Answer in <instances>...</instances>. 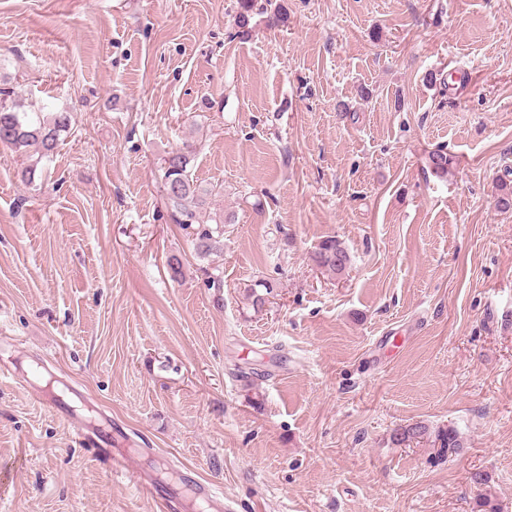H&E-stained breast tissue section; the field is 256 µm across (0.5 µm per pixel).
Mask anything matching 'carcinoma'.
Segmentation results:
<instances>
[{"mask_svg": "<svg viewBox=\"0 0 512 512\" xmlns=\"http://www.w3.org/2000/svg\"><path fill=\"white\" fill-rule=\"evenodd\" d=\"M72 116L68 112H28L10 86H0V144L15 151L32 150L37 154L34 162L22 174L23 181L36 187L38 163L52 156L58 148L62 135L69 132ZM195 149L190 144L167 152L160 168L161 182L165 192L168 218L185 228L196 227L195 249L202 258H207L224 247V219L204 220L203 213L216 197L224 194L221 184L204 185L193 173ZM454 163V156L440 146L429 152L427 167L438 177H444ZM313 264L321 270L341 277L348 272L352 259L348 250L334 237L322 240L311 256ZM428 427L420 423L400 428L395 436L398 442L421 438ZM439 448L435 456L443 460L460 447L456 431L438 432Z\"/></svg>", "mask_w": 512, "mask_h": 512, "instance_id": "cac0c4a2", "label": "carcinoma"}]
</instances>
